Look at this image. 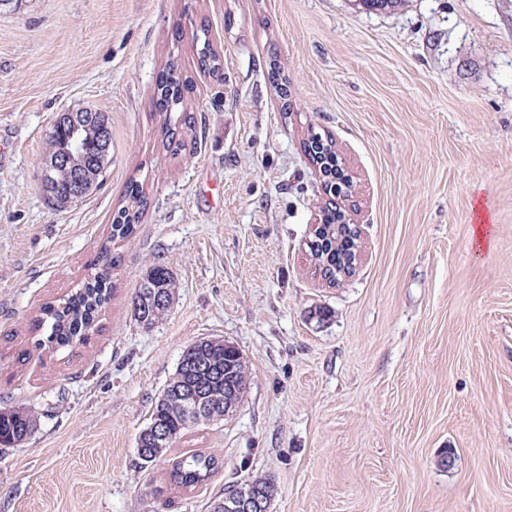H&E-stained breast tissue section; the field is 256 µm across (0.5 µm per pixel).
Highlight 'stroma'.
Instances as JSON below:
<instances>
[{"label":"stroma","instance_id":"obj_1","mask_svg":"<svg viewBox=\"0 0 512 512\" xmlns=\"http://www.w3.org/2000/svg\"><path fill=\"white\" fill-rule=\"evenodd\" d=\"M207 30L221 76L199 69ZM190 80L166 120L169 64ZM288 82L280 93L271 79ZM112 126L103 184L58 209L39 186L56 116ZM332 138L354 175L361 256L338 285L307 257ZM148 198L111 242L129 181ZM492 245L473 243L472 206ZM118 254L80 344L37 320ZM153 328L132 296L154 265ZM326 307L329 320L313 313ZM234 344L248 392L158 461L137 438L184 349ZM38 417L0 450V512H209L256 477L270 512H512V0H22L0 11V409ZM456 465L438 466L441 449ZM218 456L203 487L181 456ZM174 293L170 273L161 266L153 267L143 277L132 297L134 317L146 328H151L170 309ZM222 466L215 455L192 453L176 461L169 476L175 486L192 490L205 484Z\"/></svg>","mask_w":512,"mask_h":512}]
</instances>
